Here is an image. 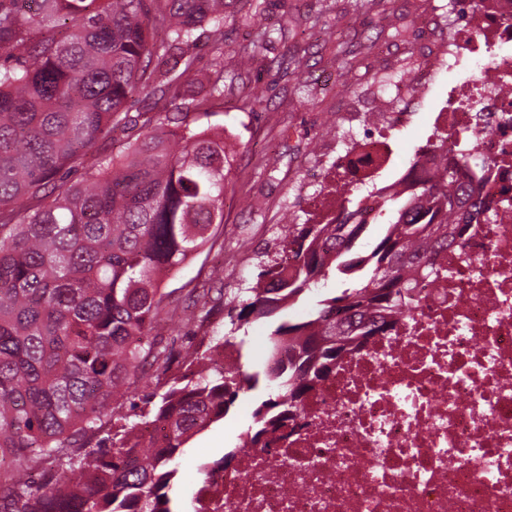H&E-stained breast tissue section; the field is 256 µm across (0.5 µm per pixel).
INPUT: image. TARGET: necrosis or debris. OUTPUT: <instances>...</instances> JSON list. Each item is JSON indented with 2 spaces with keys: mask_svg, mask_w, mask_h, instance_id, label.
Returning a JSON list of instances; mask_svg holds the SVG:
<instances>
[{
  "mask_svg": "<svg viewBox=\"0 0 512 512\" xmlns=\"http://www.w3.org/2000/svg\"><path fill=\"white\" fill-rule=\"evenodd\" d=\"M443 53L488 59L495 80L452 87L438 138L410 160L428 170L438 154L483 156L487 219L439 254L442 275L418 284L388 335L309 393L296 426L201 480L202 512H512V0H476ZM403 123L390 113L340 158L373 185L361 223L401 185L374 180Z\"/></svg>",
  "mask_w": 512,
  "mask_h": 512,
  "instance_id": "necrosis-or-debris-1",
  "label": "necrosis or debris"
}]
</instances>
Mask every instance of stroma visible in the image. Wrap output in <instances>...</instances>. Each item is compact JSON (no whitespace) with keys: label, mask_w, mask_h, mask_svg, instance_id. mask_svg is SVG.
<instances>
[{"label":"stroma","mask_w":512,"mask_h":512,"mask_svg":"<svg viewBox=\"0 0 512 512\" xmlns=\"http://www.w3.org/2000/svg\"><path fill=\"white\" fill-rule=\"evenodd\" d=\"M322 5V0H253V24L272 29L273 36L261 61L242 73L234 52L245 27L237 16L224 21V75L233 79L234 90L189 120L199 128H224L237 153L216 244L202 247L164 283L180 307L175 320L160 321L156 331L176 337L175 351H185L201 336L215 340L227 334V300L278 258L289 227L312 223L304 200L340 179L334 163L347 148L341 134L363 135L370 112L406 110L408 120L392 138V161L380 176L404 172L413 147L431 134L435 109L449 86L479 81L487 67L486 61L466 58L441 68L433 84L420 86L412 101H404L392 77L434 65L449 26L464 24L469 7L460 0H389L381 17L354 11L350 0H336L326 13ZM286 17L294 24L287 34H278ZM385 25H405L409 31L392 38L382 34ZM341 45L356 68L347 71L337 62ZM267 397L262 385L241 391L223 421L188 442L176 459L174 501L190 500L202 465L237 447L251 423L250 409Z\"/></svg>","instance_id":"stroma-1"}]
</instances>
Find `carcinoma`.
Here are the masks:
<instances>
[{
    "instance_id": "cac0c4a2",
    "label": "carcinoma",
    "mask_w": 512,
    "mask_h": 512,
    "mask_svg": "<svg viewBox=\"0 0 512 512\" xmlns=\"http://www.w3.org/2000/svg\"><path fill=\"white\" fill-rule=\"evenodd\" d=\"M224 0H0V512H181L170 496L173 463L198 433L224 419L244 388L261 401L242 437L260 444L301 409L336 368V351L386 336L414 288L441 275L435 255L464 246L460 209L483 214L484 165L440 160L409 191L384 200L385 235L353 252L368 225L352 224L346 198L335 224H296L284 258L234 298L235 330L266 320L268 363L245 373L198 343L178 358L149 334L176 309L164 281L215 239L234 150L224 133L198 129L190 110L224 95ZM213 29L211 72L188 80L196 32ZM270 30L235 52L247 65ZM155 83L173 111L148 118L125 150L87 163L88 151L127 129L128 101ZM83 169L66 182L60 173ZM360 283L320 300L309 317L282 315L333 271ZM346 322L336 327V309ZM288 351V358L281 357ZM157 366L140 403L129 389ZM137 420H130V416ZM162 428L159 442L138 441ZM58 469H43L46 461Z\"/></svg>"
}]
</instances>
